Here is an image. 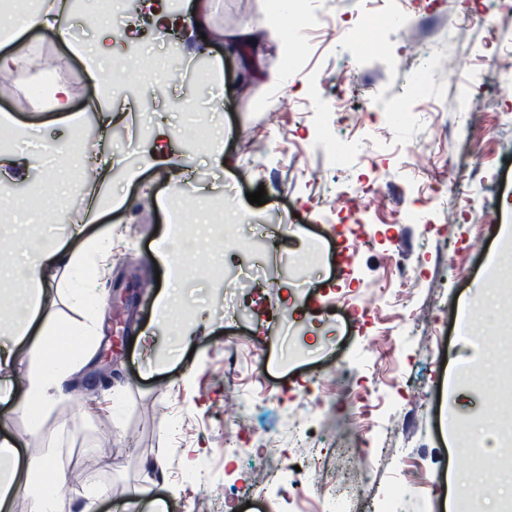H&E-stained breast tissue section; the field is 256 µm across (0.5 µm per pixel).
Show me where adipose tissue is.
Segmentation results:
<instances>
[{
    "mask_svg": "<svg viewBox=\"0 0 512 512\" xmlns=\"http://www.w3.org/2000/svg\"><path fill=\"white\" fill-rule=\"evenodd\" d=\"M74 15L71 0H32L24 10L10 14L6 29L8 41H16L23 34L36 30L44 37L53 39L60 35ZM139 25L130 21L128 30L116 34L111 23L98 22L91 42H69L70 51L79 57L89 77H96L102 64L122 58L129 43L137 40ZM224 39L239 50L247 72L264 75L271 87H279L287 77L281 72L263 73L258 44L251 30L242 28ZM83 165L96 170L98 178L91 183L85 200L86 213L98 217L99 213L112 209V202L98 197L99 186L109 182L112 172V156L100 149L84 155ZM70 237L78 239L74 249H66L64 243L49 239L29 247L23 259L17 263L14 274L18 280L32 287V295L26 296L12 314L10 342L0 344V404H10L12 411L31 417L32 425L27 437L19 438L12 433L0 434V463L24 460L27 477H39L43 492L29 499V512H53L54 500L60 491L80 493L84 483L70 480L66 470L52 457L30 455L20 457L18 448L26 438L36 437L41 429L42 411L50 406L63 382L77 372L89 359V342L95 336L96 303L100 285V268L107 260L111 248L110 234L99 232L88 236L83 226H73ZM65 267L70 275L66 281H58L55 271ZM48 288L65 293L86 313L82 323L56 319L47 311L39 294ZM36 348L39 358L36 367L28 374L25 383H17L13 372V360L19 346Z\"/></svg>",
    "mask_w": 512,
    "mask_h": 512,
    "instance_id": "adipose-tissue-1",
    "label": "adipose tissue"
}]
</instances>
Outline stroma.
I'll use <instances>...</instances> for the list:
<instances>
[{"instance_id":"1","label":"stroma","mask_w":512,"mask_h":512,"mask_svg":"<svg viewBox=\"0 0 512 512\" xmlns=\"http://www.w3.org/2000/svg\"><path fill=\"white\" fill-rule=\"evenodd\" d=\"M406 7V42L373 17L368 0H316L305 39L292 34L282 43L268 33V0H215L214 29H250L265 70L298 71L279 106L263 110L268 86L247 77L224 42L146 38L139 49L154 70L104 67L113 107L127 112L108 128L94 109L98 82L64 42L27 35L22 53L31 67L13 74L22 90L0 98V112L35 127L38 138L13 132L0 148L26 157L63 136L71 150L53 173L33 168L0 187V206L17 216L0 223V306H12L19 288L10 274L15 241L56 236L75 247L68 232L85 218L76 205L85 149L107 146L114 160L104 190L116 204L86 228L112 232L100 334L29 447L65 457L99 489L93 500L67 497L66 512H115L131 499L162 501L169 512H320L317 499L332 483L357 489L347 512H456L462 498L475 500L476 512H501L512 502V449L484 443L486 423L512 415L498 387L512 317L483 313L512 289L498 234L512 225V95L493 92L512 83L500 64L512 53V8L500 0ZM465 7L490 10L494 33L449 35ZM428 51L443 61L428 100L411 104L405 126L376 119L380 107L406 101L402 72ZM45 68L72 86L73 109L83 115L77 130L32 107L24 87ZM477 95L483 110L464 127L459 105ZM159 116L173 137L165 162L153 165ZM203 124L223 132L222 157L194 140ZM339 141L343 163L333 150ZM447 152L480 178L453 187L443 206L429 182ZM132 168L141 172L134 182ZM361 183L381 194L359 200L356 223L336 200ZM260 188L266 204H250L248 193ZM176 220L237 226L204 240L206 266L186 271L182 344L157 323L151 286L155 251ZM284 224L292 241L281 253L269 239ZM414 267L421 278L403 285L399 269ZM145 329L156 351L138 342ZM241 397L251 406L237 407ZM298 427L311 428L325 450L321 474L302 471ZM105 441L108 465L96 453ZM275 469L283 481L254 496ZM296 483L306 493L300 502Z\"/></svg>"}]
</instances>
